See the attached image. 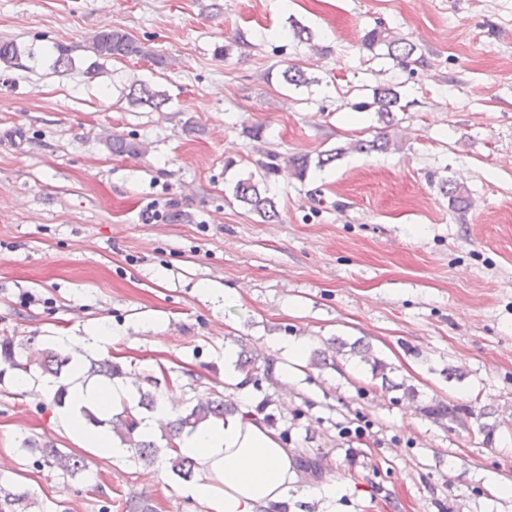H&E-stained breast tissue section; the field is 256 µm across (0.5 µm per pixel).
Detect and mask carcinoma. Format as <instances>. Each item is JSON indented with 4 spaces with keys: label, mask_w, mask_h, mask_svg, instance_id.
I'll return each mask as SVG.
<instances>
[{
    "label": "carcinoma",
    "mask_w": 512,
    "mask_h": 512,
    "mask_svg": "<svg viewBox=\"0 0 512 512\" xmlns=\"http://www.w3.org/2000/svg\"><path fill=\"white\" fill-rule=\"evenodd\" d=\"M364 46L374 51L378 47L386 48V56L397 59H408L416 52L417 46L404 39L398 38L390 32L374 28L367 32L363 39ZM55 55L52 59L54 71H72L76 68L73 49L63 44L54 46ZM87 51L97 59L108 61L125 58H146L153 62L154 66L163 68L167 65L164 57L153 53L143 43L134 40L127 33L119 29L106 28L98 31L91 40ZM21 51L16 43L8 40L0 41V66L12 68L19 65ZM283 81L295 88L307 87L315 79L308 77L303 70L290 66L282 71ZM401 95L394 86H381L373 89L372 101L359 104V109H372L382 115H388L399 107ZM168 100L166 92L159 90L148 83L141 82L132 89L130 103L137 107H148L153 111L160 109ZM106 145L115 155H138L142 152L139 144L132 139L113 135L106 139ZM390 147L387 137L373 140L359 139L351 148L359 152L383 151ZM268 162L263 164L267 172H275L280 168L278 155H267ZM294 170L296 177L304 179L309 169V159L306 156H289L283 159ZM441 190L448 196V203L453 209L464 208L469 204V195L466 190L455 185L449 187L442 185ZM236 199L249 207V210L260 217L270 221L277 217L276 203L267 195L266 190L259 187V183L250 179L240 180L234 186ZM239 347L237 360L234 364L235 371L243 376L239 382L241 386L252 384L259 386L262 382L270 384L278 383L274 372L275 361L267 356L252 352L250 346L243 340H236ZM25 348L23 343H17L12 338L5 337L0 340V360L11 369L21 371L31 376L36 381H43L53 391V403L61 408L70 407L68 379L72 373L79 369L88 378H96L104 385H110L117 380L126 381L132 377L123 366L112 360V355L93 358L86 355L82 358L68 353L61 343L52 341L41 350L39 358L33 360L23 357ZM351 355L360 358V361L370 367L372 378L382 380V388L403 389V396L413 399L416 397L414 387L403 383L393 385L388 382L387 373L391 366L371 353L370 347L356 341H346L333 338L326 341V348L312 351L309 366L321 369L327 366H336V357ZM135 405L130 407L123 402L111 412L97 414L86 408L81 413L87 424L93 426H106L112 434L119 438L121 445L132 453V458L138 461H153L159 452L156 441L151 437H144L136 433L140 420L138 416L153 412L162 396L161 386L173 385L166 372H161L157 377L153 374L135 376ZM422 412L437 422H448V425L463 423L464 417L469 413L466 405L451 401L434 400L422 407ZM238 413V404L233 396L196 395L189 401L184 412L178 415L167 426L161 428V439L165 440V447H176L175 440L179 439L187 429H193L206 421H218L228 415ZM22 453L39 454L41 465L54 470L62 478H74L85 470L83 460L70 455L50 443L39 445L36 442L24 438L19 445ZM170 474L177 480L185 483L195 476V462L180 454H168L166 459ZM31 507L29 492L20 489H11L0 484V512H28Z\"/></svg>",
    "instance_id": "carcinoma-1"
}]
</instances>
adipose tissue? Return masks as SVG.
<instances>
[{"label": "adipose tissue", "mask_w": 512, "mask_h": 512, "mask_svg": "<svg viewBox=\"0 0 512 512\" xmlns=\"http://www.w3.org/2000/svg\"><path fill=\"white\" fill-rule=\"evenodd\" d=\"M70 383L72 407L63 416V428L82 447L101 456L121 455L123 448L109 430L86 424L80 410L97 411L110 402L132 400L133 389L119 381L104 388L79 374ZM178 451L196 463L194 479L183 484L180 492L204 512H278L299 480L293 450L259 418L249 421L230 416L199 426L183 433Z\"/></svg>", "instance_id": "adipose-tissue-1"}]
</instances>
